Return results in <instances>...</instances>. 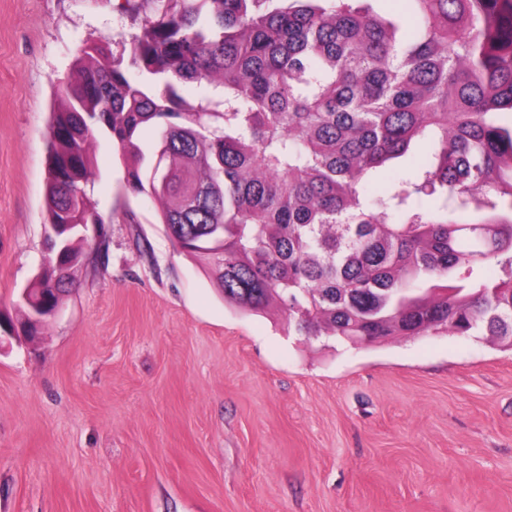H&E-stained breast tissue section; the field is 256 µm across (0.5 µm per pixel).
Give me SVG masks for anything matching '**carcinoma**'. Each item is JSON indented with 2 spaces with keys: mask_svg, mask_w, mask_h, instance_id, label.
I'll return each instance as SVG.
<instances>
[{
  "mask_svg": "<svg viewBox=\"0 0 512 512\" xmlns=\"http://www.w3.org/2000/svg\"><path fill=\"white\" fill-rule=\"evenodd\" d=\"M156 2L128 54L88 40L64 81L37 303L86 263L65 225L107 249L87 192L107 136L227 305L275 302L309 343L512 349V0H405L411 25L384 0Z\"/></svg>",
  "mask_w": 512,
  "mask_h": 512,
  "instance_id": "carcinoma-1",
  "label": "carcinoma"
}]
</instances>
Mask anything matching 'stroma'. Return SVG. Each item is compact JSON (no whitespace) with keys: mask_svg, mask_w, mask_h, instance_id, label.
<instances>
[{"mask_svg":"<svg viewBox=\"0 0 512 512\" xmlns=\"http://www.w3.org/2000/svg\"><path fill=\"white\" fill-rule=\"evenodd\" d=\"M123 0H0V312L45 255L47 126ZM106 250L38 339H0V512H512V350L302 343L225 304L107 144ZM154 261L141 260L138 243Z\"/></svg>","mask_w":512,"mask_h":512,"instance_id":"1","label":"stroma"}]
</instances>
